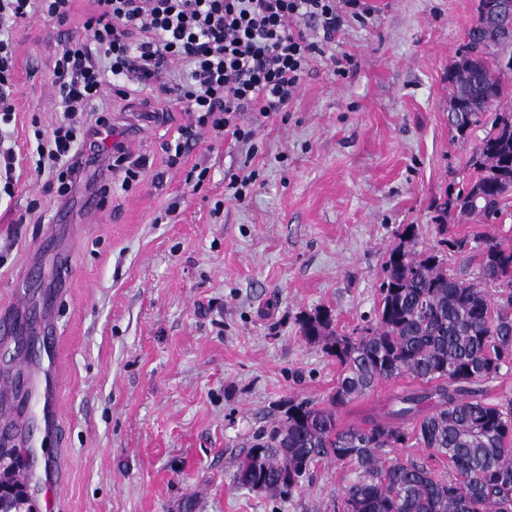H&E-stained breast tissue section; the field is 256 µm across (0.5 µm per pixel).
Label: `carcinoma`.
I'll list each match as a JSON object with an SVG mask.
<instances>
[{
  "instance_id": "1",
  "label": "carcinoma",
  "mask_w": 512,
  "mask_h": 512,
  "mask_svg": "<svg viewBox=\"0 0 512 512\" xmlns=\"http://www.w3.org/2000/svg\"><path fill=\"white\" fill-rule=\"evenodd\" d=\"M496 2L479 0L478 20L450 74L448 122L460 133L482 123L503 95L488 57L496 70L512 73V33L489 29ZM475 164L477 179L440 204L436 246L406 247L416 229L404 228L385 263L372 325L346 336L333 332L326 311L301 319V336L324 342L341 368L333 406L403 374L419 388L395 395L364 427L340 428L333 410L289 402L286 417L238 463L236 484L286 496L317 460L331 458L353 470L336 512H512V397L491 404L477 389L512 368V249L490 239L475 278L451 275L446 251L461 253L468 241L445 223L451 214L496 223L512 196V115H495ZM409 441L431 459L448 460V469L387 458Z\"/></svg>"
}]
</instances>
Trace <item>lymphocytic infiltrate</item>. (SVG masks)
I'll return each mask as SVG.
<instances>
[{
  "instance_id": "obj_1",
  "label": "lymphocytic infiltrate",
  "mask_w": 512,
  "mask_h": 512,
  "mask_svg": "<svg viewBox=\"0 0 512 512\" xmlns=\"http://www.w3.org/2000/svg\"><path fill=\"white\" fill-rule=\"evenodd\" d=\"M76 0H0V123L16 112L12 97L13 25L35 19L65 26ZM83 35L65 34L54 55V98L62 117L37 146L38 170L56 178L68 206L87 168L112 162L123 185L138 181L125 132L100 116L104 88L116 102L139 94L154 105H182L189 118L167 148L169 166L182 164L203 133L249 139L240 125L286 111L310 61L325 55L346 18L365 19V0H90ZM322 32L313 41L305 24Z\"/></svg>"
}]
</instances>
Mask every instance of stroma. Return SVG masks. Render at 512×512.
<instances>
[{
  "mask_svg": "<svg viewBox=\"0 0 512 512\" xmlns=\"http://www.w3.org/2000/svg\"><path fill=\"white\" fill-rule=\"evenodd\" d=\"M366 21L336 36L334 72L311 60L287 111L237 141L204 137L181 167L165 147L185 114L157 122L132 106L139 182L90 169L68 211L37 174L35 130L60 117L51 69L58 31L14 28V121L0 127L18 154L13 196L0 197V301L28 290L55 332L53 375L71 462L66 512H334L350 469L327 459L285 498L239 486L236 460L285 417L290 400L330 405L339 368L307 344L299 321L318 310L337 333L374 319L378 282L406 225L436 243L434 205L471 182L487 129L448 124V74L478 0H369ZM208 169L186 183L188 166ZM250 165L244 201L225 174ZM498 224L454 219L466 254L450 271L475 276L486 237L512 248V199ZM72 275L58 280L61 259ZM414 384L404 375L335 408L361 426Z\"/></svg>",
  "mask_w": 512,
  "mask_h": 512,
  "instance_id": "1",
  "label": "stroma"
}]
</instances>
